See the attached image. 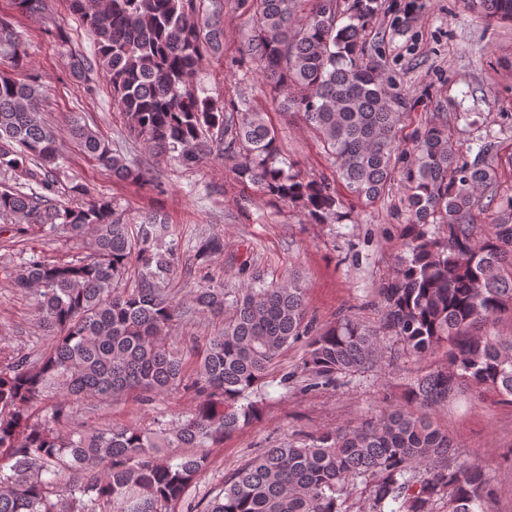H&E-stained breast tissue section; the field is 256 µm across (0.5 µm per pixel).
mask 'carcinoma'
Segmentation results:
<instances>
[{
    "instance_id": "1",
    "label": "carcinoma",
    "mask_w": 512,
    "mask_h": 512,
    "mask_svg": "<svg viewBox=\"0 0 512 512\" xmlns=\"http://www.w3.org/2000/svg\"><path fill=\"white\" fill-rule=\"evenodd\" d=\"M485 17L512 22V0H469ZM88 29L95 60L70 61L77 81L100 67L129 137L184 166L217 155L235 161L236 179L272 203L294 204L315 224L350 219L336 183L372 204L395 181L404 103L391 95L381 65L366 50L377 0H316L305 19L298 0H237L254 9L248 55L286 114L316 133L337 179L309 178L280 157L277 131L263 113L198 93L208 50L224 35V4L200 14L197 0H68ZM22 14H51L47 0H15ZM0 56L26 66L24 33L0 17ZM36 82L0 73V216L13 236L36 227L48 236H89L93 257L51 263L30 258L13 286L35 294V317L54 342L38 362L11 355L0 365V512H172L206 468L209 449L259 420L248 397L290 345L304 343L296 370L282 376L302 391L337 387L373 370L386 341L394 354L445 362L419 375L402 403L352 428L326 429L264 449L235 469L201 512H347L351 490H369L368 512H488L495 488L485 466L455 452L435 413L465 393L494 392L512 403V336L492 331L512 320V199L493 224L477 222L479 192L497 177L495 144L484 140L458 162L448 124L432 121L413 143L404 171L408 224L392 274L378 288L381 318L372 328L344 314L322 330L307 319L306 288L294 277L239 288L205 272L224 252L218 234L200 242L203 271L192 305L176 302L167 281L176 248H162L168 225L131 224L111 200L79 183L64 186L59 134L43 117ZM68 135L120 180L143 183L96 130L74 122ZM36 190H31L32 186ZM434 225L444 230L436 235ZM136 267L138 286L115 284ZM225 315L205 346L196 376L168 350L165 330L195 311ZM183 388L194 412L174 429L131 425L85 429L65 437L74 405L86 396L128 390L150 395ZM57 390L58 397L45 401ZM164 448H183L174 456Z\"/></svg>"
}]
</instances>
